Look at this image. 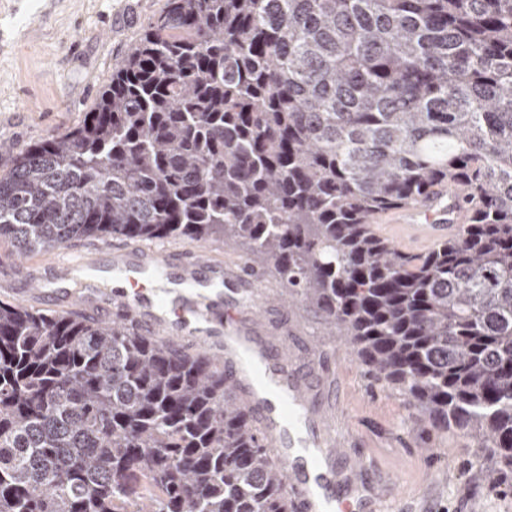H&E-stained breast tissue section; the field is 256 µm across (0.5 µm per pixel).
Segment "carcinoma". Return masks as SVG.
Wrapping results in <instances>:
<instances>
[{"label": "carcinoma", "instance_id": "carcinoma-1", "mask_svg": "<svg viewBox=\"0 0 512 512\" xmlns=\"http://www.w3.org/2000/svg\"><path fill=\"white\" fill-rule=\"evenodd\" d=\"M478 199L425 255L367 218ZM178 240L273 267L426 434L512 469V0H167L63 135L0 176V241ZM218 359L0 300V512H288Z\"/></svg>", "mask_w": 512, "mask_h": 512}]
</instances>
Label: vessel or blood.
Returning <instances> with one entry per match:
<instances>
[{
	"mask_svg": "<svg viewBox=\"0 0 512 512\" xmlns=\"http://www.w3.org/2000/svg\"><path fill=\"white\" fill-rule=\"evenodd\" d=\"M475 205L449 182L420 202L373 214L368 222L375 235L396 249H431L457 236ZM88 271L93 272L91 264L70 262L53 280L61 286L79 284L77 297L84 303L112 281L113 304L125 309L139 328L191 337L222 362L285 468L293 512H328L332 507L337 512H382L369 485L357 481L353 471L336 469V430L346 422L347 408L338 407L335 419L326 418L290 353L272 357L256 340L254 331L262 323L255 306L261 272L234 258L216 262L201 251L119 248L107 270L80 282V273Z\"/></svg>",
	"mask_w": 512,
	"mask_h": 512,
	"instance_id": "obj_1",
	"label": "vessel or blood"
}]
</instances>
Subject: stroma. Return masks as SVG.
<instances>
[{
    "label": "stroma",
    "mask_w": 512,
    "mask_h": 512,
    "mask_svg": "<svg viewBox=\"0 0 512 512\" xmlns=\"http://www.w3.org/2000/svg\"><path fill=\"white\" fill-rule=\"evenodd\" d=\"M0 0V176L27 145L76 126L97 101L112 70L128 56L166 0H23L9 14ZM113 241L81 239L20 256L0 242V271H14L15 285L0 288L4 299L33 310L78 311L61 288L33 289L47 265L79 255L107 266ZM274 271H267L257 308L261 337L274 350L294 348L296 365L317 387H340L329 399L349 405L348 435L338 467L359 464L358 477L378 492L395 475L403 497L392 512H512V473L496 465L478 439L456 432L421 435L419 414L406 409L397 389L375 381L358 360L337 367L336 348L346 347L341 329L325 324L303 303L284 305Z\"/></svg>",
    "instance_id": "1"
}]
</instances>
